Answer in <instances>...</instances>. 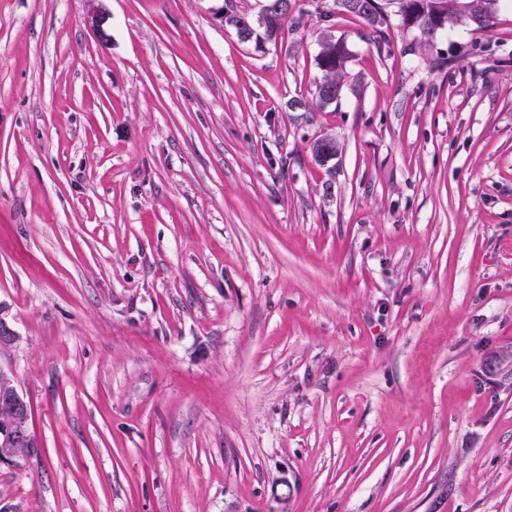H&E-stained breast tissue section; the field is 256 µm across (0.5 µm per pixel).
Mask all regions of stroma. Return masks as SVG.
Returning a JSON list of instances; mask_svg holds the SVG:
<instances>
[{"label":"stroma","mask_w":512,"mask_h":512,"mask_svg":"<svg viewBox=\"0 0 512 512\" xmlns=\"http://www.w3.org/2000/svg\"><path fill=\"white\" fill-rule=\"evenodd\" d=\"M223 3L0 0V512H512V10ZM227 1L228 0L224 1V5ZM224 5L215 13L216 18L219 19L223 25L225 24V26L228 25L235 29L239 28L241 30H245V33L242 34V39L249 41L254 36L263 38L262 29L266 24H268L269 20L276 14V12L281 11L282 7L285 6L286 3L283 1H261L260 10L257 15H251L248 12H243L237 7L234 9L226 7L224 9ZM227 20L229 21V24H227ZM235 20L237 21V24ZM336 2L342 13H349L350 10H355L350 11V16L360 19L368 27L375 30L377 33H381L382 29H380L379 26L383 25L384 22L387 21L386 16L378 18L376 15H372L371 13L356 12L360 10L369 11V8L371 7L369 2L364 0H337ZM440 21L439 27L436 26L431 10L426 9L424 1L410 0L409 8L404 14V20L420 32L425 38L433 37L435 32L444 27L447 23L460 22L458 11V0H440ZM475 3L474 10L477 22L473 23L476 30H484L492 28L496 23L498 16L503 8L507 6V2L511 0H470ZM319 48L320 51L315 60L323 76L316 87V92L319 90L320 84L329 85L335 89L343 88L346 63L350 57L344 41L327 34L320 40ZM7 379L0 368V464L15 462L11 448H17V455L25 454L26 448L32 453L40 448L29 426L30 406Z\"/></svg>","instance_id":"stroma-1"}]
</instances>
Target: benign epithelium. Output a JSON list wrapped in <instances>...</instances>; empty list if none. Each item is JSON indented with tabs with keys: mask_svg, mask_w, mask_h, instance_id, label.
<instances>
[{
	"mask_svg": "<svg viewBox=\"0 0 512 512\" xmlns=\"http://www.w3.org/2000/svg\"><path fill=\"white\" fill-rule=\"evenodd\" d=\"M285 6L283 0H262L260 10L252 15L237 8H221L216 18L221 23L243 30L242 39L251 40L262 37V29L269 20ZM317 158L328 162L335 158L332 142L328 138H320L313 143ZM30 406L23 395L8 381V376L0 367V464L15 462L14 448H28L35 452L40 448L36 436L29 426Z\"/></svg>",
	"mask_w": 512,
	"mask_h": 512,
	"instance_id": "1",
	"label": "benign epithelium"
}]
</instances>
